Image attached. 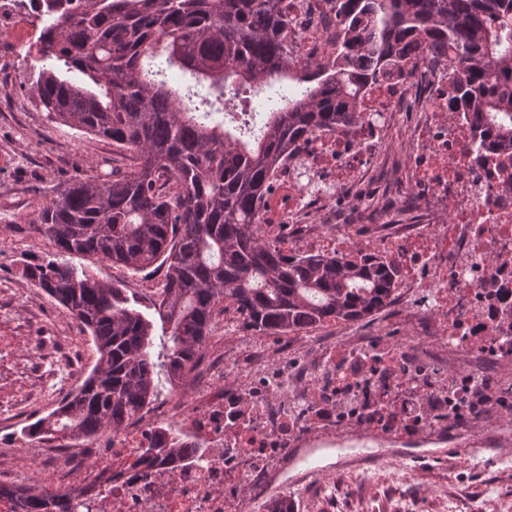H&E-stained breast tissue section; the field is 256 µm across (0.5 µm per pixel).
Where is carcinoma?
<instances>
[{"mask_svg":"<svg viewBox=\"0 0 512 512\" xmlns=\"http://www.w3.org/2000/svg\"><path fill=\"white\" fill-rule=\"evenodd\" d=\"M30 87L36 109L135 154L119 178L57 186L29 223L61 252L134 272L166 266L154 305L169 380L203 353L224 303L264 336L379 311L399 267L360 250L284 254L260 235L271 173L311 130L358 120L361 87L426 48L448 98L512 162V0H345V37L324 77L242 139L211 123L224 96L290 73L286 0H38ZM208 88L190 106V91ZM32 284L69 310L99 357L61 405L27 428L41 440L118 431L154 401V322L122 288L83 266L44 261ZM25 512H65L69 492L3 489Z\"/></svg>","mask_w":512,"mask_h":512,"instance_id":"cac0c4a2","label":"carcinoma"}]
</instances>
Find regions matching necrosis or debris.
I'll return each instance as SVG.
<instances>
[{
	"label": "necrosis or debris",
	"mask_w": 512,
	"mask_h": 512,
	"mask_svg": "<svg viewBox=\"0 0 512 512\" xmlns=\"http://www.w3.org/2000/svg\"><path fill=\"white\" fill-rule=\"evenodd\" d=\"M341 0H289L293 72L318 75L342 41ZM345 132H309L270 176L262 233L288 254L359 248L400 277L373 335L328 323L270 342L242 336L195 363L182 385L112 435L96 466L69 448L57 465L73 512H229L284 502L288 453L361 428L393 442L444 439L512 411V168L448 77L414 51L360 91ZM299 225L283 236L281 225ZM409 328L416 342L399 343ZM497 367L486 372L483 356ZM173 430L184 444L149 442Z\"/></svg>",
	"instance_id": "necrosis-or-debris-1"
}]
</instances>
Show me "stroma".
<instances>
[{"instance_id":"stroma-1","label":"stroma","mask_w":512,"mask_h":512,"mask_svg":"<svg viewBox=\"0 0 512 512\" xmlns=\"http://www.w3.org/2000/svg\"><path fill=\"white\" fill-rule=\"evenodd\" d=\"M31 59L25 48L0 41V457L12 462L23 484L56 483L46 454L30 452L25 427L46 416L79 385L98 354L67 309L32 286L27 266L57 258L53 243L28 217L64 182L96 174H122L134 163L110 140L49 122L31 103ZM66 263L90 268L122 284L143 305L158 297L164 269L132 272L108 261L69 255ZM461 453L447 460L405 459V447L374 439V449L396 458L391 472L372 464L336 471L290 490L297 512H344L363 500L368 512H468L469 507L512 495L496 458L497 435L479 430L461 437Z\"/></svg>"}]
</instances>
